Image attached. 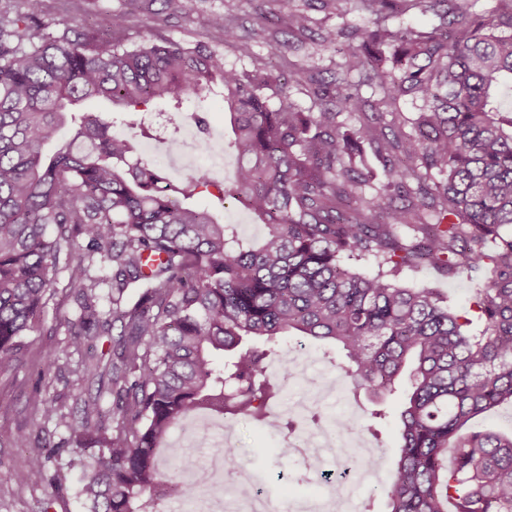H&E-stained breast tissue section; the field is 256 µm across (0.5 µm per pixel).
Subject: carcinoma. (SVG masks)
<instances>
[{"mask_svg":"<svg viewBox=\"0 0 512 512\" xmlns=\"http://www.w3.org/2000/svg\"><path fill=\"white\" fill-rule=\"evenodd\" d=\"M21 2L0 0V372L26 364L25 338L62 271L79 314L55 329L75 348L121 323L118 362L82 364L101 386L67 441L77 456L102 448L84 463L87 512H160L159 448L197 411L264 420L283 385L263 361L286 335L340 349L354 395L384 398L408 380L386 512H512V434L473 428L512 400V235L501 234L512 227V0L481 12L464 0H359L375 21L322 34L345 54L331 79L307 77L315 112L294 107L280 75L227 69L201 44L128 48L80 25L53 34L42 0ZM414 10L432 24L390 26ZM210 24L245 56L267 36L261 23L247 37L222 15ZM218 89L236 156L220 197L264 226L257 243L183 205L212 186L205 172L170 182L130 161L111 121L75 111L96 97L114 112L155 100L177 112ZM346 112L359 114L348 131ZM66 123L75 136L46 151ZM367 147L384 172L369 195L371 172L353 165ZM365 256L377 273L348 264ZM423 267L486 271L482 329L468 331L436 289L393 281ZM29 407L55 413L42 389ZM12 441L28 449L22 481L67 491L24 430Z\"/></svg>","mask_w":512,"mask_h":512,"instance_id":"1","label":"carcinoma"}]
</instances>
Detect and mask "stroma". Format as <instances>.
Returning a JSON list of instances; mask_svg holds the SVG:
<instances>
[{
    "label": "stroma",
    "mask_w": 512,
    "mask_h": 512,
    "mask_svg": "<svg viewBox=\"0 0 512 512\" xmlns=\"http://www.w3.org/2000/svg\"><path fill=\"white\" fill-rule=\"evenodd\" d=\"M305 10L310 18L309 38L296 42L293 49L281 51L273 41H257L251 56H242L235 43L225 41L222 31L210 24L212 16L231 15L238 34H247L261 21L270 26L287 29L290 9ZM344 16L331 13L320 0H184L183 10L169 14L161 0H43V13L54 22V30L60 31L72 24L86 27L97 23L103 16L120 13L124 25L117 33L127 45L146 40L165 38L184 45L201 43L224 58L225 67L239 71H251L258 67L277 71L303 67L312 72L330 76L339 70L344 51L339 46H329L321 40L325 29L345 23L355 27L371 25L373 17L362 11L356 0H345ZM193 205L214 210L222 222L237 227L240 235L250 241L258 240L264 233L263 225L257 224L250 215L232 202L219 201L214 191L208 190L192 200ZM399 284L406 287H430L447 295L450 304L460 315L471 318L474 328H482L474 303L476 290L482 285L481 274L471 278L449 279L430 269H406L398 276ZM76 311L69 297L66 274H59L56 292L49 300L45 316L30 334L28 363L16 371L0 374V512H44L45 505H52L54 512H85L77 488L82 474L81 464L68 453L53 459V468L66 477L67 493L57 498L53 485L43 483L29 485L19 479L25 462V449L13 447L9 434L23 429L31 434L48 433L52 441L68 437L69 427L77 417L76 395H95L96 380H79L76 372L81 356L68 343L64 333L55 331L57 320L73 316ZM54 359V366H46V359ZM48 369L51 379L48 399L60 408L59 416L44 421L34 415L27 401L37 373ZM353 406L357 414L378 412L374 421L375 435L370 438L374 452L371 466L377 479L358 491V506L368 512H385V499L381 494L384 481L398 454V414L400 396L394 395L375 402L369 396L353 398L351 394L330 396L319 410L320 415L342 417L346 406ZM290 403L281 398L269 405L275 415V425L260 424L250 418L240 417L231 421V436L227 447V471L243 467L255 479L270 501L274 512H296L300 503L314 502L325 495L324 489L314 480L318 469H332L336 459L328 453L312 452L309 460L300 457L282 458L277 454L288 431L283 421L288 416Z\"/></svg>",
    "instance_id": "obj_1"
}]
</instances>
